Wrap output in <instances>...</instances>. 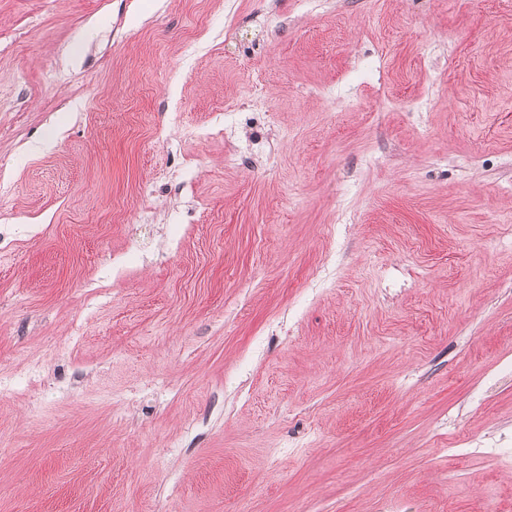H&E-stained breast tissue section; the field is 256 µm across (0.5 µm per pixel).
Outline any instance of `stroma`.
Segmentation results:
<instances>
[{"label":"stroma","instance_id":"1","mask_svg":"<svg viewBox=\"0 0 512 512\" xmlns=\"http://www.w3.org/2000/svg\"><path fill=\"white\" fill-rule=\"evenodd\" d=\"M0 512H512V0H0Z\"/></svg>","mask_w":512,"mask_h":512}]
</instances>
